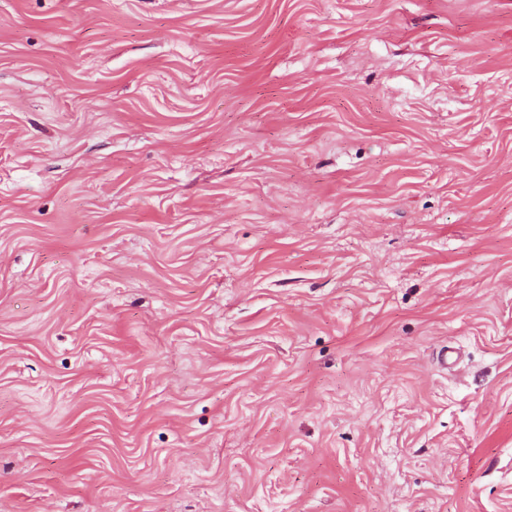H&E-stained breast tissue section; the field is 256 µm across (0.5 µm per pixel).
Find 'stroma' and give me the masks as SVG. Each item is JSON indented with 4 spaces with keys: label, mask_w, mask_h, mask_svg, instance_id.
I'll return each mask as SVG.
<instances>
[{
    "label": "stroma",
    "mask_w": 512,
    "mask_h": 512,
    "mask_svg": "<svg viewBox=\"0 0 512 512\" xmlns=\"http://www.w3.org/2000/svg\"><path fill=\"white\" fill-rule=\"evenodd\" d=\"M0 512H512V0H0Z\"/></svg>",
    "instance_id": "obj_1"
}]
</instances>
